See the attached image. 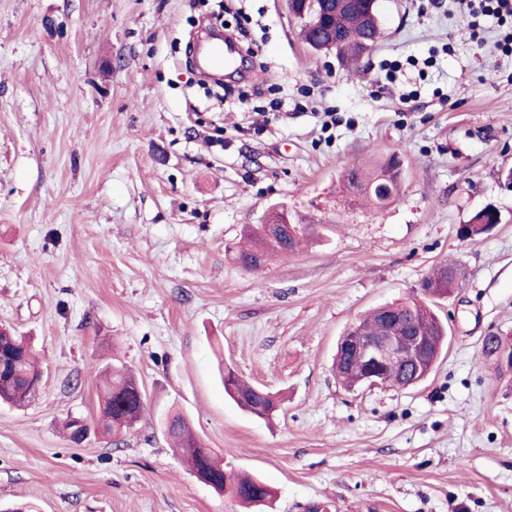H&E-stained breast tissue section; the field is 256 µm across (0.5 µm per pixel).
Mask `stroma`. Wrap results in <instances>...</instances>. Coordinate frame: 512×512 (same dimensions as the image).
I'll return each mask as SVG.
<instances>
[{"label": "stroma", "mask_w": 512, "mask_h": 512, "mask_svg": "<svg viewBox=\"0 0 512 512\" xmlns=\"http://www.w3.org/2000/svg\"><path fill=\"white\" fill-rule=\"evenodd\" d=\"M249 48L204 82L202 14ZM357 61L309 50L288 0H0V326L42 389L0 405V512H243L191 474L164 430L185 416L226 467L267 482L265 512H512V55L457 0H379ZM382 210L342 176L389 156ZM502 221L468 239L485 206ZM285 211L305 249L249 272L234 246ZM462 280L433 311L448 344L409 388L346 389L336 344L439 263ZM144 413L82 443L112 365ZM282 393L268 421L221 366Z\"/></svg>", "instance_id": "1"}]
</instances>
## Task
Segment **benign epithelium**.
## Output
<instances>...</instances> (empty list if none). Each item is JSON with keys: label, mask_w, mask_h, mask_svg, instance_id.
<instances>
[{"label": "benign epithelium", "mask_w": 512, "mask_h": 512, "mask_svg": "<svg viewBox=\"0 0 512 512\" xmlns=\"http://www.w3.org/2000/svg\"><path fill=\"white\" fill-rule=\"evenodd\" d=\"M337 356L344 368L355 371L359 384L371 387L381 384L383 369L395 361L411 366V383L419 382L425 377L423 369L434 363L437 353L430 340L415 331L413 316L387 308L375 336H364L358 325L350 326L338 342Z\"/></svg>", "instance_id": "1"}]
</instances>
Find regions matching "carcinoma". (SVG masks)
Here are the masks:
<instances>
[{"instance_id":"obj_1","label":"carcinoma","mask_w":512,"mask_h":512,"mask_svg":"<svg viewBox=\"0 0 512 512\" xmlns=\"http://www.w3.org/2000/svg\"><path fill=\"white\" fill-rule=\"evenodd\" d=\"M377 5L378 0H346L340 7L321 8L303 21L304 40L307 43L321 40L325 45L342 41L344 45L337 49L336 56L342 60L357 59L367 45L374 44L379 37L375 18ZM400 182L401 162L391 156L371 170L361 172L353 189L359 191L374 208L380 209L385 200L398 190ZM271 223L275 224L278 233L270 234L267 225L261 224L253 231L254 243L238 249L237 260L242 265L264 262L273 253L288 254L301 250L306 236L298 225L287 223L280 213L271 217ZM460 276L458 265L446 263L435 267L425 281L433 282L437 288L451 289L457 285ZM416 328L431 340L436 351L442 350L446 330L433 311L417 314ZM0 362L4 365L0 371V401L15 406L31 402L29 391L40 378V372L25 339L13 331L1 329ZM223 381L224 392L240 408L256 417L269 418L280 407L278 394L269 390L267 395H259V387L245 382L229 368L223 371ZM133 383L134 377L122 366L113 368L102 382L97 422L105 435L121 436L140 419L143 407L133 405ZM166 433L197 479L202 482L218 479L217 491L228 493L249 506L258 496L273 495L262 480L226 469L224 459L205 447L182 415H172Z\"/></svg>"}]
</instances>
